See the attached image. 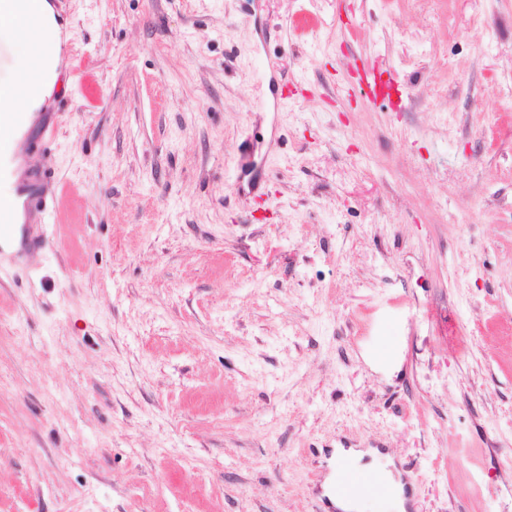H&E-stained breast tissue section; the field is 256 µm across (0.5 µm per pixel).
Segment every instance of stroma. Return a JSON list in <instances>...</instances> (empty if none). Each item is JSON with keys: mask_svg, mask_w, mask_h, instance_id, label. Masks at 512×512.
I'll return each instance as SVG.
<instances>
[{"mask_svg": "<svg viewBox=\"0 0 512 512\" xmlns=\"http://www.w3.org/2000/svg\"><path fill=\"white\" fill-rule=\"evenodd\" d=\"M53 2L0 512H329L340 448L512 512V0Z\"/></svg>", "mask_w": 512, "mask_h": 512, "instance_id": "1", "label": "stroma"}]
</instances>
